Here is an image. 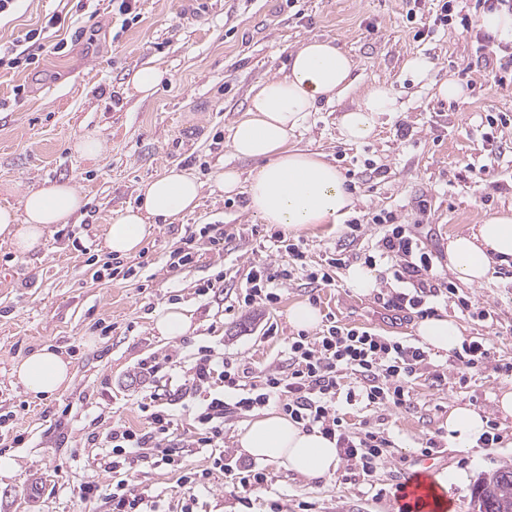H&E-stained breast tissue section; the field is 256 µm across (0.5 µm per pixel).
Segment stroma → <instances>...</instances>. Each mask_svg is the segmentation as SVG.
<instances>
[{
  "mask_svg": "<svg viewBox=\"0 0 512 512\" xmlns=\"http://www.w3.org/2000/svg\"><path fill=\"white\" fill-rule=\"evenodd\" d=\"M440 7L439 0H140L138 19L126 24L112 0L85 8L79 0H21L0 20V44L8 46L55 12L74 19L72 30L46 32L47 43L67 40L66 53L42 55L25 70L0 69V206L18 205L24 192L48 180L71 182L88 200L78 223L56 225L31 253L0 241V415L8 418L0 457L14 464L0 475V512H79L75 488L108 480L99 464L106 434L147 427L135 379L142 363H157L158 383L171 394L202 347L257 374L285 366L288 342L298 334L288 309L298 301L322 318L348 325L357 316L380 334L415 340L417 317L399 321L385 312L381 297L395 283L384 267H376L377 287L365 296L343 279L382 236L373 217L389 211L410 225L448 281L449 236L512 206V126L494 121L512 117V88L498 86L478 63L474 34L436 25ZM312 36L335 39L356 61L358 81L341 101L320 104L296 142L325 153L359 182L345 223L291 235L306 255L305 265L295 266L276 252V226L250 214L246 194L220 191L214 174L223 166L248 169L227 146L228 129L246 109L250 89L280 75L296 44ZM418 56L433 64L422 79L406 66ZM147 64L166 70V80L149 99L128 97V77ZM448 78L462 85V98H439L437 87ZM377 85L392 88L397 112L383 116L373 139L344 143L339 114ZM88 133L104 146L95 163L72 150ZM172 166L202 182L198 208L154 226L140 250L125 257L136 278L101 277L113 258L103 245L113 211L138 205L140 186ZM207 224L224 226V242L200 239L193 263L177 265L180 238ZM352 224L361 225L359 236H349ZM335 255L345 265L334 270L333 284L312 282L310 271ZM265 260L288 270L279 299L244 306L239 298L251 265ZM215 280L220 291L203 293ZM172 304L187 309L193 330L167 340L153 331L152 315ZM485 308L492 312L487 320L480 316ZM435 312L455 318L465 340L483 342L488 359L463 375L455 355L430 354L401 409L338 402L353 430L373 427L393 440L373 472L343 460L334 476L310 479L263 461L266 483L245 492L219 470L205 487L180 488L169 467L134 454L122 470L156 495L158 512H270L274 502L298 512L304 501L312 512H398L399 483L432 437L441 467L467 473V483L448 494L450 512H473L477 479L512 464V419L496 406L501 390L512 388L503 369L512 364V262L494 264L482 285H461L455 297L437 299ZM42 346L66 354L73 373L70 385L48 398L26 393L12 375L17 361ZM458 405L496 424L500 439L490 452L475 457L449 446L445 421ZM36 482L42 494L35 501Z\"/></svg>",
  "mask_w": 512,
  "mask_h": 512,
  "instance_id": "stroma-1",
  "label": "stroma"
}]
</instances>
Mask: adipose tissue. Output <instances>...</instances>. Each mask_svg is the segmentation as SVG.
Masks as SVG:
<instances>
[{"label": "adipose tissue", "mask_w": 512, "mask_h": 512, "mask_svg": "<svg viewBox=\"0 0 512 512\" xmlns=\"http://www.w3.org/2000/svg\"><path fill=\"white\" fill-rule=\"evenodd\" d=\"M353 73L351 56L335 40H303L290 53L284 75L255 86L246 110L231 125L229 149L253 166L245 175L234 168L217 172L218 189L229 195L245 189L249 211L286 233L334 224L351 212L354 200L336 165L323 153L292 145L291 139L321 102L340 98L351 89ZM396 109L391 90L366 89L353 107L342 112L339 134L349 143L367 141L376 135L382 115ZM201 191L192 172L176 167L148 180L140 188L139 205L113 214L105 236L108 250L119 255L136 253L152 225L170 224L193 212ZM86 204L71 183H44L24 193L19 208H0V240L21 254L34 251L53 225L80 217ZM447 252L448 268L457 281L481 284L494 262L512 260V207L487 214L470 232L449 238ZM416 333L441 354L452 353L462 338L459 323L446 315L423 319ZM14 375L27 393L49 397L68 387L72 369L63 354L43 346L17 362ZM446 429L451 447L482 454L485 422L475 410L454 407ZM236 442L247 456L310 478L334 475L339 465L335 440L319 430H306L272 409L254 412L238 431Z\"/></svg>", "instance_id": "1"}]
</instances>
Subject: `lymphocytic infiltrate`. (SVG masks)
I'll list each match as a JSON object with an SVG mask.
<instances>
[{"label": "lymphocytic infiltrate", "mask_w": 512, "mask_h": 512, "mask_svg": "<svg viewBox=\"0 0 512 512\" xmlns=\"http://www.w3.org/2000/svg\"><path fill=\"white\" fill-rule=\"evenodd\" d=\"M64 47L61 41L45 45L40 29H32L22 40L0 48V68L30 65L43 51L57 53ZM373 221L381 225L382 236L376 249L365 254L366 264L374 267L388 263L394 281L412 286L408 292L402 288L387 293L384 306L401 312L413 310L423 317L431 315L432 304L453 293V284L440 279L431 256L406 225L394 223L389 214L376 215ZM283 276V270L274 265L253 266L242 303H276L274 287ZM427 358V352L415 344L361 327H343L334 321L319 336L312 338L302 333L293 338L288 344L287 370H267L257 384L251 382L249 369L217 363L204 350L191 369L188 388L197 391L218 380L234 391L233 401L215 397L197 408V427L188 436L178 431L173 419L162 409L163 393L152 390L148 402L141 406L148 423L146 430H112L106 445L113 455L140 453L152 458L155 464L173 468L179 473L180 485L202 486L209 474L190 468L184 459L185 450L218 447L224 441L226 418L273 401L304 428L320 429L335 439L340 456L368 473L376 468L391 442L383 432L372 428L356 433L347 430L337 412V400L392 411L406 407L411 401V379ZM77 495L86 503L105 501L110 512H156L152 495L116 473L107 484L80 486Z\"/></svg>", "instance_id": "f902f5d3"}]
</instances>
